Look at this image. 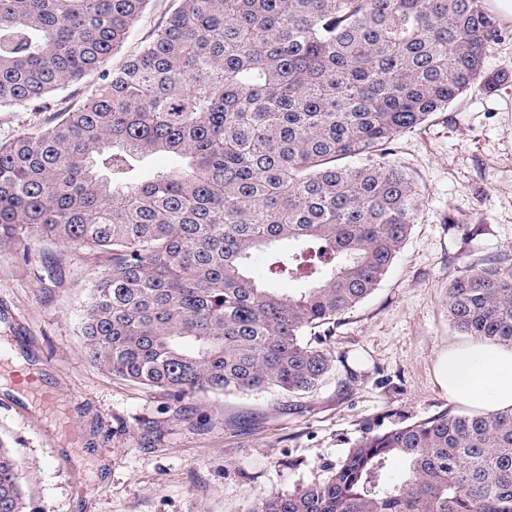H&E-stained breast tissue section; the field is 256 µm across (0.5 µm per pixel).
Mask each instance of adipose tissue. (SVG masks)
<instances>
[{
    "instance_id": "1",
    "label": "adipose tissue",
    "mask_w": 512,
    "mask_h": 512,
    "mask_svg": "<svg viewBox=\"0 0 512 512\" xmlns=\"http://www.w3.org/2000/svg\"><path fill=\"white\" fill-rule=\"evenodd\" d=\"M449 400L476 412L512 410V347L470 339L441 352L434 367Z\"/></svg>"
}]
</instances>
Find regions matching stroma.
Segmentation results:
<instances>
[{
  "label": "stroma",
  "mask_w": 512,
  "mask_h": 512,
  "mask_svg": "<svg viewBox=\"0 0 512 512\" xmlns=\"http://www.w3.org/2000/svg\"><path fill=\"white\" fill-rule=\"evenodd\" d=\"M178 0H150L115 69L136 55ZM485 60L504 74L404 132L394 159L422 211L379 287L329 340L334 368L312 394H211L175 406L86 354L80 323L109 255L31 237L0 248V439L16 448L37 512H250L261 498L327 478L366 433L450 407L434 378L459 334L448 285L466 267L512 256V19ZM97 74L57 91L40 112H0V140L82 105ZM35 376L49 405L23 391Z\"/></svg>",
  "instance_id": "1"
}]
</instances>
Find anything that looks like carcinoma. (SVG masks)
<instances>
[{
    "instance_id": "obj_1",
    "label": "carcinoma",
    "mask_w": 512,
    "mask_h": 512,
    "mask_svg": "<svg viewBox=\"0 0 512 512\" xmlns=\"http://www.w3.org/2000/svg\"><path fill=\"white\" fill-rule=\"evenodd\" d=\"M148 4L0 0V109L38 110L98 74L81 108L0 140V247L31 234L111 255L81 332L118 376L178 404L311 394L333 369L336 321L387 276L420 213L396 139L495 86L485 58L505 30L485 0H179L106 68ZM154 154L171 166L145 169ZM448 321L512 346V258L451 282ZM0 512H35L1 440ZM253 512H512V411L368 433L327 479Z\"/></svg>"
}]
</instances>
